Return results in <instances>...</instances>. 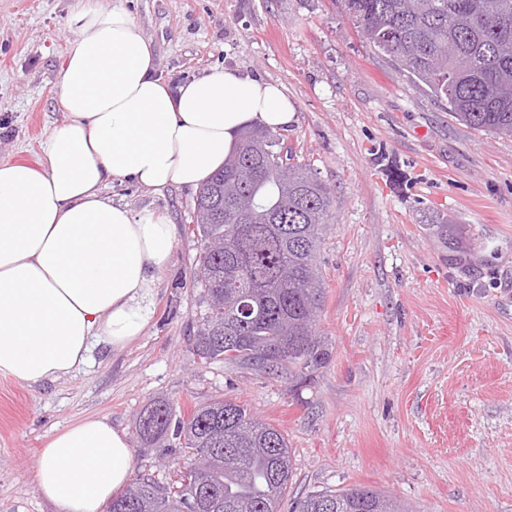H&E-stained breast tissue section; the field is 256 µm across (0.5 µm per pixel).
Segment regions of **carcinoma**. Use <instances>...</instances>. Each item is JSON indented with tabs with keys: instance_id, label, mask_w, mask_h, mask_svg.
Wrapping results in <instances>:
<instances>
[{
	"instance_id": "carcinoma-1",
	"label": "carcinoma",
	"mask_w": 512,
	"mask_h": 512,
	"mask_svg": "<svg viewBox=\"0 0 512 512\" xmlns=\"http://www.w3.org/2000/svg\"><path fill=\"white\" fill-rule=\"evenodd\" d=\"M379 53L424 84L449 115L512 138V0H341ZM333 197L283 134L245 131L224 168L200 186L192 221L202 251L193 285L206 311L193 349L205 364H240L302 385L331 356L317 331L324 294L317 264ZM288 340V354L268 361ZM140 440L183 438L187 460L217 456L206 477L191 469L160 486L136 478L115 512H278L292 477L288 439L232 398L178 415L158 396L136 416ZM295 512H408L371 488L314 491Z\"/></svg>"
}]
</instances>
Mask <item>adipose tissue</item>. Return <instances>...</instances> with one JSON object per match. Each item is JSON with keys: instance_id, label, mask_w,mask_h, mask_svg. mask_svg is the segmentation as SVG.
I'll return each instance as SVG.
<instances>
[{"instance_id": "ef3b65f1", "label": "adipose tissue", "mask_w": 512, "mask_h": 512, "mask_svg": "<svg viewBox=\"0 0 512 512\" xmlns=\"http://www.w3.org/2000/svg\"><path fill=\"white\" fill-rule=\"evenodd\" d=\"M66 30L55 88L67 119L39 163L0 162V377L29 386L125 347L153 318L175 227L114 203L108 186H200L244 127L295 120L281 84L237 71L170 88L124 0H76ZM133 461L124 430L87 417L47 438L35 487L55 512H104Z\"/></svg>"}]
</instances>
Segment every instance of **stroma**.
Segmentation results:
<instances>
[{
  "instance_id": "35a3bbf8",
  "label": "stroma",
  "mask_w": 512,
  "mask_h": 512,
  "mask_svg": "<svg viewBox=\"0 0 512 512\" xmlns=\"http://www.w3.org/2000/svg\"><path fill=\"white\" fill-rule=\"evenodd\" d=\"M75 0H0V162H37L66 119L55 84ZM161 78L238 70L281 83L296 119L285 142L334 192L318 262V331L329 363L293 387L192 350L204 306L192 285L196 189L131 180L107 192L175 226L155 313L124 349L28 386L0 377V512H52L35 490L54 430L108 416L134 469L161 484L173 449L144 447L153 398L179 414L240 400L281 429L292 479L280 508L314 490L371 487L408 512H512V138L459 124L339 0H125Z\"/></svg>"
}]
</instances>
